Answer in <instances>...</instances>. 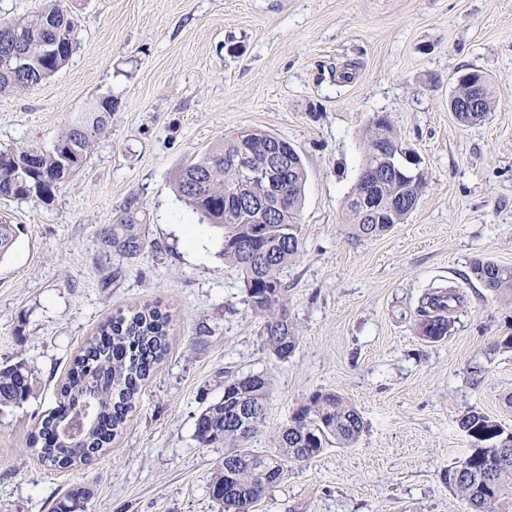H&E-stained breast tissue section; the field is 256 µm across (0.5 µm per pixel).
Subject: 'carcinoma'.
Listing matches in <instances>:
<instances>
[{
	"instance_id": "cac0c4a2",
	"label": "carcinoma",
	"mask_w": 512,
	"mask_h": 512,
	"mask_svg": "<svg viewBox=\"0 0 512 512\" xmlns=\"http://www.w3.org/2000/svg\"><path fill=\"white\" fill-rule=\"evenodd\" d=\"M76 34L77 23L60 0H48L44 10L21 20L1 19L0 91L25 90L53 76L67 63ZM111 114L112 99L104 97L96 101L90 116L71 123L52 149L29 145L0 151V197L22 200L34 196L50 201L58 184L80 169L93 135L107 128ZM241 133L257 158L278 141L289 152V189L278 224H255L251 217L237 212L225 196V185L234 180L229 161L238 150ZM366 140L363 170L388 158L396 136L387 121L369 125ZM290 147L286 139L264 130L227 133L210 152L181 166L175 176L178 197L197 214L198 223L220 231L218 255L244 274L251 307L263 318L264 344L279 360L288 359L298 343L283 304L287 287L281 273L300 250L298 216L307 179L300 154ZM404 191V182L398 177L376 185L373 204L381 215L375 219L361 218L356 206L348 203L353 237H377L402 223L408 212L394 216L391 205ZM100 235L107 247L130 259L148 247H157L146 237L145 222L133 200ZM15 242L16 225L0 218V257L8 254ZM470 273L490 293L512 294V266L479 258ZM463 302L455 288L428 290L415 311L418 335L429 343L447 338L448 314ZM169 332V315L149 306L120 312L100 325L98 334L86 341L73 359L56 407L30 435L29 445L43 466L56 471L87 466L107 450L166 355ZM35 382L34 372L20 358L0 366V408L27 401ZM269 392L270 379L263 374L232 377L224 381L223 395L197 417V442L203 447L222 445L226 453L224 468L211 478L212 496L223 504V512H252L266 491L283 479L286 466L313 459L332 443L347 448L363 432L364 422L354 405L336 392H315L277 433V452L261 456L268 469L265 476H257L240 466V461L257 457L245 443L264 427L266 418L249 431L240 428L236 410L241 402L265 408ZM459 427L471 439L472 448L444 471V483L467 500L471 512H512V466L494 468L490 462L500 451L512 453V429L475 409L460 417ZM90 497L86 488L73 489L56 512H85Z\"/></svg>"
}]
</instances>
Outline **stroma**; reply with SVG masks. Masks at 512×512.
Segmentation results:
<instances>
[{
	"instance_id": "35a3bbf8",
	"label": "stroma",
	"mask_w": 512,
	"mask_h": 512,
	"mask_svg": "<svg viewBox=\"0 0 512 512\" xmlns=\"http://www.w3.org/2000/svg\"><path fill=\"white\" fill-rule=\"evenodd\" d=\"M78 22L67 64L41 84L0 92V150L51 149L80 113L112 99L106 133L52 201L0 200L21 225L0 258V362L38 374L29 399L0 410V512H53L75 486L87 512H218L220 448L194 437L224 378L266 374L259 454L315 392L360 412L348 448L289 468L256 512H469L442 481L471 446L458 426L477 408L512 428V297H492L474 259L512 266V0H62ZM350 79H341V71ZM492 82L494 108L460 123L457 75ZM387 116L426 176L417 207L379 237L352 238L347 201L372 118ZM287 139L307 170L301 251L282 273L299 343L266 350L262 318L220 239L179 201L176 169L225 133ZM162 251L130 259L98 230L127 200ZM464 297L447 338L414 330L419 299ZM170 316L169 349L110 448L66 473L28 446L83 343L112 314Z\"/></svg>"
}]
</instances>
